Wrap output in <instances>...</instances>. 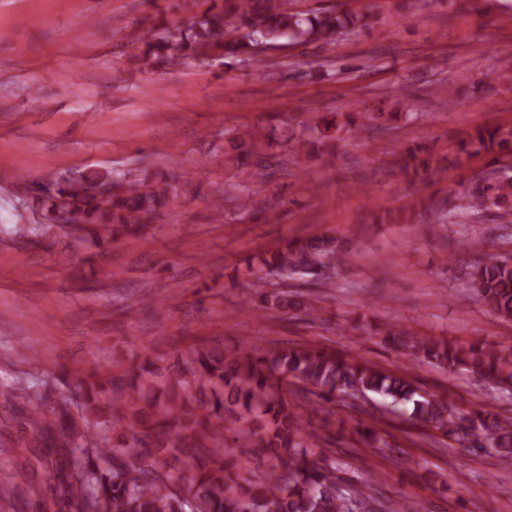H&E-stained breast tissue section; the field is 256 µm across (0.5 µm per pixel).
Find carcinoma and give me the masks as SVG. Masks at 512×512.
Returning a JSON list of instances; mask_svg holds the SVG:
<instances>
[{"label": "carcinoma", "instance_id": "carcinoma-1", "mask_svg": "<svg viewBox=\"0 0 512 512\" xmlns=\"http://www.w3.org/2000/svg\"><path fill=\"white\" fill-rule=\"evenodd\" d=\"M196 8L179 25L164 23L133 38L142 47V64L162 60L171 67L204 61L213 55L224 65L244 56L264 61L262 45L288 43L324 47L343 33L370 29L375 17L350 9L295 10L280 0H191ZM321 142L337 139V117L308 119ZM512 128L479 126L469 139L472 153L508 147ZM268 136L249 128L228 139L224 162L239 170L267 169L263 157ZM410 149L398 160L403 172L427 171L432 159ZM480 182L467 184L446 199L419 198L398 212L412 224L423 216L438 224H465L471 217L492 214L512 224V155ZM169 171L81 173L62 178L49 195L38 198L51 223L57 208L74 215V230L109 231L112 238L138 235L166 211L180 194L187 173ZM112 183L105 195L98 182ZM346 252L339 239L317 234L288 240L260 257L257 272L285 279H305L325 286L343 265ZM469 287L491 313L512 320V258L484 254L469 266ZM384 340L410 360L423 359L440 368L465 371L512 391V356L484 341L448 342L388 325ZM76 400L55 407L30 409L27 421L33 441L50 449L58 461L52 489L54 505L73 502L78 512H372L375 488L353 495L341 489L336 461L313 457L315 434L303 429L286 392L288 380L322 402L336 396L376 395L402 407L410 404L419 427L469 443L479 435L501 457H512V416L485 408L465 414L448 401L423 391L406 373L391 372L315 345L261 347L244 342L228 352L224 345L190 350L175 376L148 360L120 375L109 370H72ZM236 427V440L256 448L276 464L263 475L244 472L224 450V427ZM173 459L183 470L172 471Z\"/></svg>", "mask_w": 512, "mask_h": 512}]
</instances>
